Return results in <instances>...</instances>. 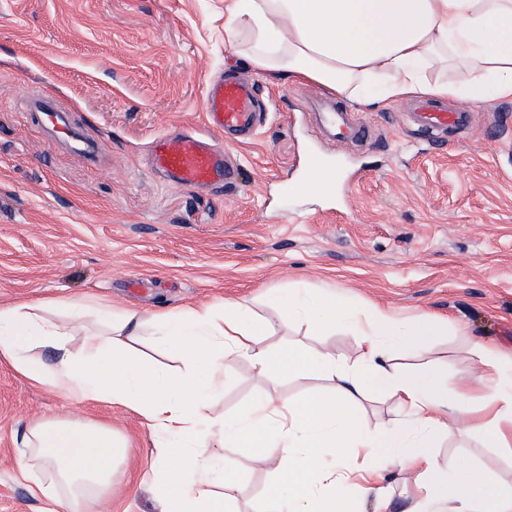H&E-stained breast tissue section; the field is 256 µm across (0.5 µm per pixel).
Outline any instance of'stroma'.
Here are the masks:
<instances>
[{
  "mask_svg": "<svg viewBox=\"0 0 512 512\" xmlns=\"http://www.w3.org/2000/svg\"><path fill=\"white\" fill-rule=\"evenodd\" d=\"M251 75L224 33V0H0V307L80 299L83 327L103 324L96 305L143 316L239 301L276 322L263 344L354 356L339 326L319 332L277 323V298L300 286L342 292L403 315L447 321L446 334L403 355L450 380L476 376L470 349L512 357V101L470 105V124L438 141L417 138L401 103L334 105L366 125L343 147L303 115L314 86L258 80L256 136L236 145L238 183L181 187L154 172L150 141L205 132L202 95L221 74ZM64 113L90 154L57 139L34 99ZM337 166L338 189L301 192L312 154ZM331 381L285 376L257 385L250 364H231L222 409L233 416L258 394L292 401L328 395ZM93 417L132 440L126 476L103 512H159L145 477L149 431L133 412L85 405L30 386L0 358V512H44L19 473L15 441L37 418ZM442 469L473 465L512 486V451L456 430L432 448ZM250 449L224 451L233 512H269L273 471Z\"/></svg>",
  "mask_w": 512,
  "mask_h": 512,
  "instance_id": "stroma-1",
  "label": "stroma"
}]
</instances>
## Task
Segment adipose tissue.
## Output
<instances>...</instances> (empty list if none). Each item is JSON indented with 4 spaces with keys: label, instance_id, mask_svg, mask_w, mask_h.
I'll list each match as a JSON object with an SVG mask.
<instances>
[{
    "label": "adipose tissue",
    "instance_id": "adipose-tissue-1",
    "mask_svg": "<svg viewBox=\"0 0 512 512\" xmlns=\"http://www.w3.org/2000/svg\"><path fill=\"white\" fill-rule=\"evenodd\" d=\"M224 29L247 65L274 82L300 81L368 108L410 97L512 100V0H224ZM463 70V81L449 79ZM45 302L0 309V358L30 385L81 402L108 403L142 417L154 453L150 480L161 512H224L216 492L225 447L253 449V460L288 487L280 512H388L387 469L413 477L417 512H512V487L465 469L442 477L431 439L455 427L512 447V362L476 345L477 382L449 384L435 371L409 370L395 350L413 352L444 324L402 318L343 296L299 288L282 301V318L328 330L351 326L354 357L327 350L278 354L261 337L274 326L241 305H203L129 313L101 330L79 331L86 307L61 303L67 319L45 316ZM178 353L168 372L138 347ZM53 352L43 362L42 350ZM247 359L258 381L288 374L335 380L332 397L288 401L262 395L224 418V373ZM394 397L403 427H372L356 415L366 391ZM18 466L50 512H100L129 442L92 419L44 418L20 441Z\"/></svg>",
    "mask_w": 512,
    "mask_h": 512
}]
</instances>
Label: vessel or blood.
I'll use <instances>...</instances> for the list:
<instances>
[{
  "instance_id": "1",
  "label": "vessel or blood",
  "mask_w": 512,
  "mask_h": 512,
  "mask_svg": "<svg viewBox=\"0 0 512 512\" xmlns=\"http://www.w3.org/2000/svg\"><path fill=\"white\" fill-rule=\"evenodd\" d=\"M256 102V91L247 83L231 79L208 83L203 95L208 128L230 134L256 135ZM468 117L465 108H448L430 100L405 114L409 125L432 138L464 126ZM313 122L339 145L352 141L359 134L357 125L344 112H318ZM150 154L153 166L178 185L230 184L238 177V170L229 163L226 153L210 147L195 134L167 132L158 135L150 143Z\"/></svg>"
}]
</instances>
